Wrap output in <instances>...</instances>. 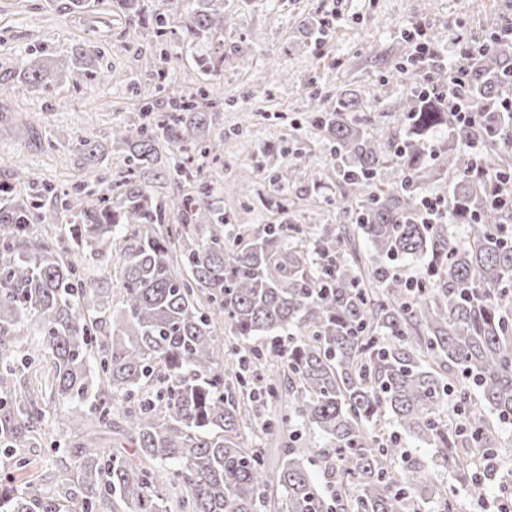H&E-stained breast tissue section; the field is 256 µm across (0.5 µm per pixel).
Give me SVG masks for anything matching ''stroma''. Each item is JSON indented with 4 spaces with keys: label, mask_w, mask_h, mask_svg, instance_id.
Returning <instances> with one entry per match:
<instances>
[{
    "label": "stroma",
    "mask_w": 512,
    "mask_h": 512,
    "mask_svg": "<svg viewBox=\"0 0 512 512\" xmlns=\"http://www.w3.org/2000/svg\"><path fill=\"white\" fill-rule=\"evenodd\" d=\"M66 0H0V80L12 83L9 109L0 114V183L12 180L16 162H23L35 182L54 181L64 189L87 191L86 165L79 141L96 144L103 170H117L125 156L112 144L113 126L136 112L143 97L158 86L145 59L164 47L178 65L166 82L186 89L210 81L200 64L206 43H189L182 21L171 22L161 41L133 33L126 20L112 12L109 0L97 10L73 13ZM512 0H224L225 12L240 19L237 29L224 30V99L213 116V129L224 134V166L212 184V199L237 223L257 230L279 220L277 203L288 194L305 223L331 231L346 223L336 205L339 187L331 170L330 145L310 129L304 107L308 87L325 92L355 89L373 101L369 115L375 131L391 133L405 87L399 80L400 33L420 22L443 31L442 45L454 50L457 39L482 42L498 12ZM335 18L326 36L308 43L299 23ZM84 45L94 46L112 81L90 78L73 85L33 90L19 83L25 59L65 57ZM249 58L237 66V54ZM277 63L274 81H267L270 63ZM249 183L253 195L241 207L227 187ZM44 427L57 450H28V476L57 480L59 453L71 451L70 437L59 429L63 411L48 400Z\"/></svg>",
    "instance_id": "1"
}]
</instances>
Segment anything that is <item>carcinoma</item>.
<instances>
[{"label":"carcinoma","mask_w":512,"mask_h":512,"mask_svg":"<svg viewBox=\"0 0 512 512\" xmlns=\"http://www.w3.org/2000/svg\"><path fill=\"white\" fill-rule=\"evenodd\" d=\"M112 8L158 36L183 16L190 41L236 26L222 0ZM96 61L84 46L70 59L30 60L22 73L35 89L77 84L105 76ZM172 63L166 51L150 61L160 81ZM202 64L222 75L224 45ZM402 73L410 91L389 135L371 131L372 104L355 91L310 92L309 124L332 141L340 208L352 217L323 235L285 221L230 237L232 219L213 206L209 184V164L224 151L211 113L224 98L208 84L167 97L160 114L143 101L137 119L114 130L126 162L110 179L94 178L95 198L40 189L80 216L74 250L118 246L115 305L107 289L84 282L57 236L41 232L55 212L13 198L30 183L17 162L15 186L0 185L9 197L0 207V384L14 380L0 454L23 469L29 460L16 449L43 435L45 399L27 386L32 345L48 362L41 388L76 402L63 419L76 455L52 489L0 487V512H71L69 503L79 512H421L435 484L403 435L430 446L455 481L441 512H459L461 488L486 499L512 426V206L494 201L498 179L512 172V112L502 108L512 101V43L489 38L466 64L461 96L489 107L471 124L422 92L418 69ZM161 140L187 154L165 165ZM388 162L399 176L384 190ZM157 170L193 190L156 200L146 175ZM427 177L448 204L443 224L421 223ZM413 258L430 271L416 282L396 270ZM106 312L112 334L100 336L94 319ZM226 335L249 344L226 357ZM90 390L87 411L77 403ZM284 402L274 419L301 432L281 445L274 498L264 452L248 435ZM119 403L132 452L106 455L99 439ZM387 415L397 428L389 434L378 429ZM307 431L327 442L317 452L326 483L310 468Z\"/></svg>","instance_id":"carcinoma-1"}]
</instances>
